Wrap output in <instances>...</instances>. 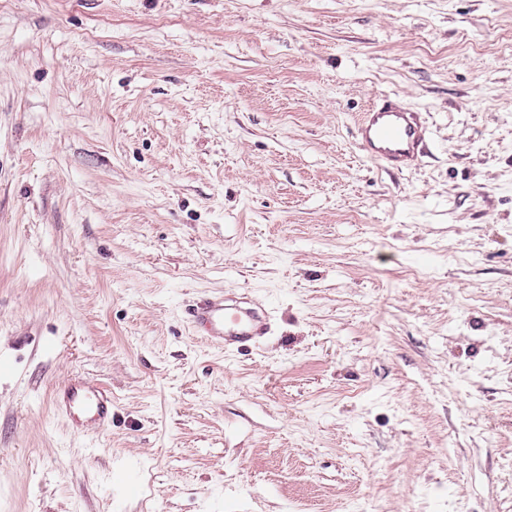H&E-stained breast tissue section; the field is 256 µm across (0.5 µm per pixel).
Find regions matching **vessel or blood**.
Listing matches in <instances>:
<instances>
[{
	"label": "vessel or blood",
	"mask_w": 512,
	"mask_h": 512,
	"mask_svg": "<svg viewBox=\"0 0 512 512\" xmlns=\"http://www.w3.org/2000/svg\"><path fill=\"white\" fill-rule=\"evenodd\" d=\"M426 128L420 113L380 96L362 112L356 126L364 154L386 168L404 172L415 167L421 155ZM196 333L209 343L235 351L270 328L268 313L248 297L215 295L197 302L188 312ZM57 410L69 417L75 432H90L112 420V393L85 379L66 383L54 397Z\"/></svg>",
	"instance_id": "1"
}]
</instances>
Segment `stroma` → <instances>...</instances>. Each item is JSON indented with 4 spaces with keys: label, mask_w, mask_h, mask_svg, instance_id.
Returning <instances> with one entry per match:
<instances>
[{
    "label": "stroma",
    "mask_w": 512,
    "mask_h": 512,
    "mask_svg": "<svg viewBox=\"0 0 512 512\" xmlns=\"http://www.w3.org/2000/svg\"><path fill=\"white\" fill-rule=\"evenodd\" d=\"M0 512H512V0H0ZM425 135L421 113L393 101L391 96H378L361 113L356 126L364 154L397 172L417 165ZM188 318L196 333L227 352L264 336L270 328L268 313L248 297L224 298V293L197 302ZM54 406L69 417L77 433L112 422V392L91 380L80 378L66 383L56 392Z\"/></svg>",
    "instance_id": "stroma-1"
}]
</instances>
